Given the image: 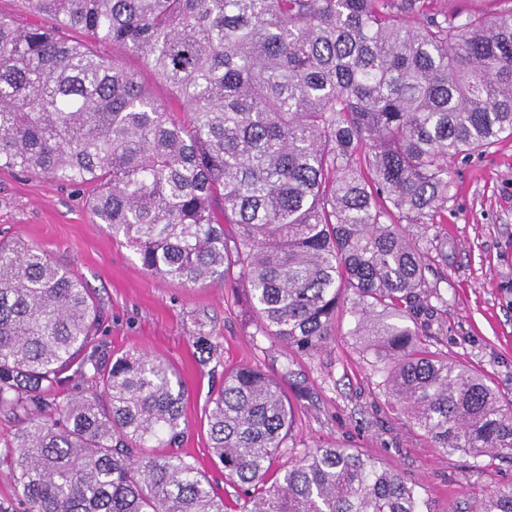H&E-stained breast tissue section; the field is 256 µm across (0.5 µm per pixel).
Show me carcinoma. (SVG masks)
Wrapping results in <instances>:
<instances>
[{
    "label": "carcinoma",
    "instance_id": "carcinoma-1",
    "mask_svg": "<svg viewBox=\"0 0 512 512\" xmlns=\"http://www.w3.org/2000/svg\"><path fill=\"white\" fill-rule=\"evenodd\" d=\"M0 14V169L93 184L88 207L151 275L244 279L257 335L314 355L352 297L354 333L385 352L386 386L438 448L512 460V401L429 351L418 237L448 203L450 162L512 135V0L492 15L432 0H23ZM143 57L171 98L97 50ZM178 112H189L185 123ZM97 310L41 248L0 241V409L26 512H224L196 464L169 452L185 389L147 352L88 353ZM93 371L98 390L59 402ZM240 512H440L352 448L273 469L291 406L244 365L208 410ZM474 512H512V482Z\"/></svg>",
    "mask_w": 512,
    "mask_h": 512
}]
</instances>
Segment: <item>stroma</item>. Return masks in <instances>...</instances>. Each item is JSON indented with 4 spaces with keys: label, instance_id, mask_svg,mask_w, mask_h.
<instances>
[{
    "label": "stroma",
    "instance_id": "stroma-1",
    "mask_svg": "<svg viewBox=\"0 0 512 512\" xmlns=\"http://www.w3.org/2000/svg\"><path fill=\"white\" fill-rule=\"evenodd\" d=\"M90 187L0 169V238L40 246L86 283L100 311V357L142 350L168 361L185 386L194 457L228 512L240 492L211 454L206 412L225 371L252 365L281 378L293 410L296 449L344 444L401 471L440 512H470L486 488L512 480V463L434 447L389 395L373 353L353 336L348 307L336 335L307 356L257 336L242 281L192 288L148 274L135 250L90 213ZM426 276L444 299L420 316L429 350L482 374L512 400V136L452 164L448 204L423 244ZM206 335L212 351L202 350Z\"/></svg>",
    "mask_w": 512,
    "mask_h": 512
}]
</instances>
